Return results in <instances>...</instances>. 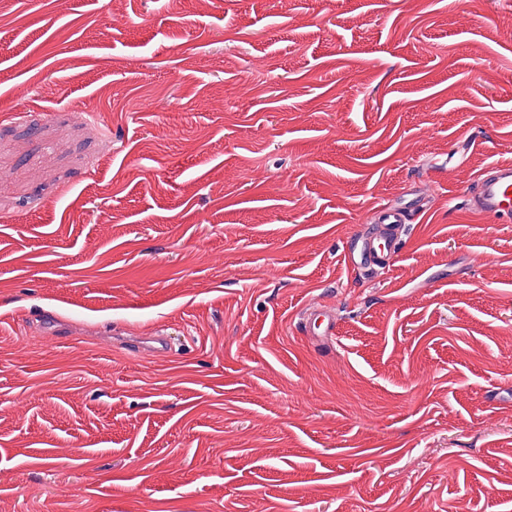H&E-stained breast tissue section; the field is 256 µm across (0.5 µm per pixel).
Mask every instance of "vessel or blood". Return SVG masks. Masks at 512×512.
Wrapping results in <instances>:
<instances>
[{
	"label": "vessel or blood",
	"instance_id": "1",
	"mask_svg": "<svg viewBox=\"0 0 512 512\" xmlns=\"http://www.w3.org/2000/svg\"><path fill=\"white\" fill-rule=\"evenodd\" d=\"M473 204L484 214L497 218L512 216V165L496 163L486 167L474 192ZM411 208L382 206L373 213V230L354 235L351 250L345 255L347 265L363 260L372 264L391 263L404 246L398 234L408 222ZM300 326L307 335L331 336L336 330V315L326 305L313 303L301 311Z\"/></svg>",
	"mask_w": 512,
	"mask_h": 512
}]
</instances>
